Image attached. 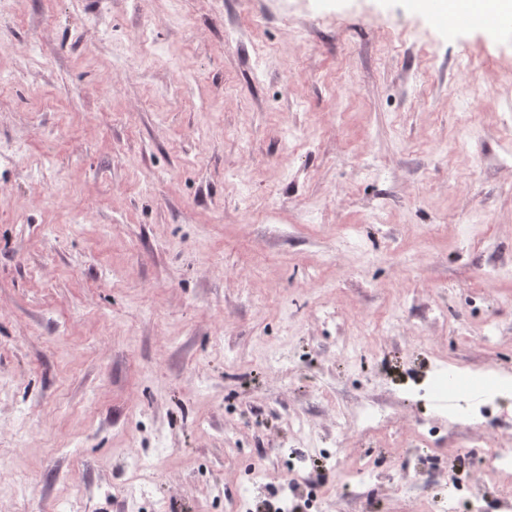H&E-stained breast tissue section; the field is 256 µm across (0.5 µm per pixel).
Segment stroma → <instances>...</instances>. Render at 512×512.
<instances>
[{
  "label": "stroma",
  "instance_id": "1",
  "mask_svg": "<svg viewBox=\"0 0 512 512\" xmlns=\"http://www.w3.org/2000/svg\"><path fill=\"white\" fill-rule=\"evenodd\" d=\"M145 35L156 53L130 59ZM511 135L512 26H441L412 0H6L0 144L25 154L0 157V512L84 487L85 512H123L132 452L168 512H306L267 450L294 415L334 446L364 397L396 435L348 434L350 453L394 458L424 420L476 483L430 354L467 365L457 407L486 364L512 368V281L481 275L512 261ZM400 305L397 335L337 356Z\"/></svg>",
  "mask_w": 512,
  "mask_h": 512
}]
</instances>
